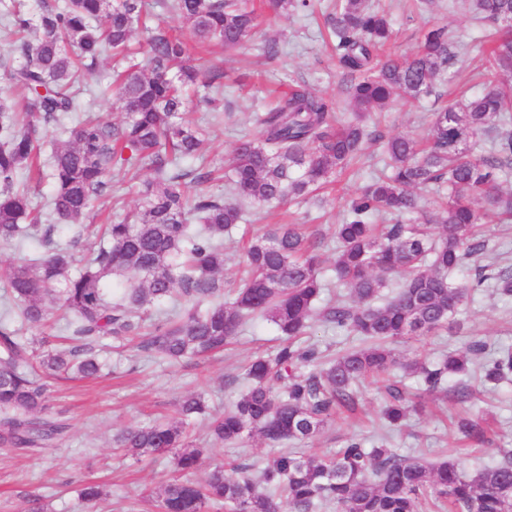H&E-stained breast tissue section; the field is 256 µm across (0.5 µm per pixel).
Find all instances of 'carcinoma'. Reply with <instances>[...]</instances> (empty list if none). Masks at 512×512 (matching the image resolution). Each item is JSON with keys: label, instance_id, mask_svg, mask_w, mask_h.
<instances>
[{"label": "carcinoma", "instance_id": "carcinoma-1", "mask_svg": "<svg viewBox=\"0 0 512 512\" xmlns=\"http://www.w3.org/2000/svg\"><path fill=\"white\" fill-rule=\"evenodd\" d=\"M484 18L498 26L499 39L486 57L485 89L434 112L427 144L394 135L385 141L390 174L367 185L335 226L336 284L347 288L319 303L327 284L321 275L318 242L299 224H271L245 247L246 277L219 299L217 276L224 271V233L245 220V206L281 203L329 184L365 150L370 112L399 99L406 107L435 92L459 55L445 25L424 32L411 57L379 54L391 43L388 14L370 0H336L330 17L343 65L349 113L339 103L299 86L255 115L258 136L241 140L229 160V195L204 190L210 173L180 168L204 142L187 119L184 101L199 82L187 43L157 27L143 60L134 61L131 39L143 23L145 0H66L47 6L32 20L13 18L23 64L0 85V243L40 237L43 251L0 269V281L18 305L22 325L43 327L52 310L63 313L73 346L49 347L0 325V446L51 448L68 429L51 412L46 384L39 377L74 373L94 378L102 371L95 343L109 337L137 342L148 356L180 361L224 349L250 318L270 319L283 340L274 353L257 356L244 369L247 387L224 414L208 425L211 439L233 445L257 434L270 443H306L331 421L339 407L355 403L354 386L367 378L388 382L381 417L398 427L421 410L393 379L394 370L418 374L426 390L442 387L451 375L469 373V354L448 355L426 367L400 361L390 344L434 334L450 324L470 285L455 286L448 276L475 263L481 284L512 296V266L500 257L486 265L477 205L512 218V191L501 178L512 171V0H474ZM168 8L201 44L233 49L254 37L259 15L250 0H171ZM126 66L117 74L123 120L111 124L78 120L64 128L67 140L50 156L56 218L73 230L94 198L108 187L112 169L147 171L138 207L103 227L99 244L83 266L73 269L70 247L54 240L55 225L38 223L19 178L41 149L46 126L77 111L80 70L103 57ZM23 89L19 103L10 95ZM495 132L486 155L473 152L481 134ZM441 198L436 224L405 223L419 209L417 190L432 186ZM401 277L395 296L381 300L390 278ZM176 298L181 314L146 324L148 310ZM314 322L358 337L366 346L336 356L319 369L302 368L317 359L316 344L301 342ZM512 380V350L504 349L481 366L480 382L495 387ZM206 412L200 394L179 403V417L128 428L117 447L132 457L174 453L175 469L187 478L165 483L158 512H426L448 503L455 512H512V454L469 475L455 458L427 466L402 456L381 440L367 446L350 439L333 456L282 451L253 475L210 468L195 481L188 475L203 464V453L186 441V420ZM465 438L486 441L481 423L462 418ZM106 496L99 484L84 483L79 500L95 512Z\"/></svg>", "mask_w": 512, "mask_h": 512}]
</instances>
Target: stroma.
<instances>
[{
    "label": "stroma",
    "instance_id": "stroma-1",
    "mask_svg": "<svg viewBox=\"0 0 512 512\" xmlns=\"http://www.w3.org/2000/svg\"><path fill=\"white\" fill-rule=\"evenodd\" d=\"M336 0H314L312 11L274 13L262 10L263 23L254 40L242 47L218 54L215 64L223 73V120H216L210 106L189 96L186 111L203 130L199 154L185 165L214 170L223 167L237 143L253 136V115L264 110L275 94L302 85L311 91L341 101L345 98L342 68L329 37L326 18ZM390 5L396 33L392 50L400 56L412 55L424 30L447 25L463 51L445 81L438 85L448 99L461 92L482 88L483 46L491 27L468 8L466 0H433L424 10L411 7L410 0H383ZM277 41L281 53L271 58L265 53L267 41ZM112 61L103 58L82 72L79 112H91L117 123L122 111L116 92L110 91ZM434 112L433 98H423L419 107L408 109L400 102L389 103L376 126L379 141L368 143L363 164L355 172L341 176L325 190L306 199L292 201L287 215H279L264 205L247 208V221L224 238V282L237 285L242 276L243 233L263 232L267 225L282 219L308 225L321 242L324 269H331L336 244L335 224L341 223L349 203L372 178L385 173L382 137L404 134L422 140L429 133ZM136 196L129 192L121 175L111 176L107 192L94 200L89 223H102L105 216L132 209ZM484 344L474 363H482L504 347L512 348V296L495 288L472 291L454 316L451 328L435 335L395 343L401 357L432 365L451 352L468 350L471 343ZM279 335L273 324L263 319L249 323L237 341L223 352L172 363L150 358L132 346H119L104 338L98 349L108 363L102 377L94 380H51L50 404L69 424L57 447L41 450L0 449V512H81L77 487L84 480L104 484L106 498L98 512H157L151 497L163 483L175 477L171 455L139 461L120 457L113 445L118 432L132 426L164 421L174 416L182 397L204 394L212 413H223L245 388L243 366L260 352H273ZM402 386L423 403V413L411 416L397 431H386L379 416L383 396L377 384L368 382L358 390L354 411L336 415L317 435L313 449L335 452L354 436L370 440L386 437L396 451L433 465L460 448L461 466L466 473L497 464L501 452L512 448V383L486 390L473 377L450 378L444 388L426 391L420 377L406 375ZM476 391L479 403L459 402L460 389ZM483 411L491 430L492 445L473 452L463 451L455 422L465 412ZM207 421L199 418L189 428L194 447L205 449V465L232 461L258 467L279 452L278 447L258 437H244L235 447L216 444L206 435Z\"/></svg>",
    "mask_w": 512,
    "mask_h": 512
}]
</instances>
